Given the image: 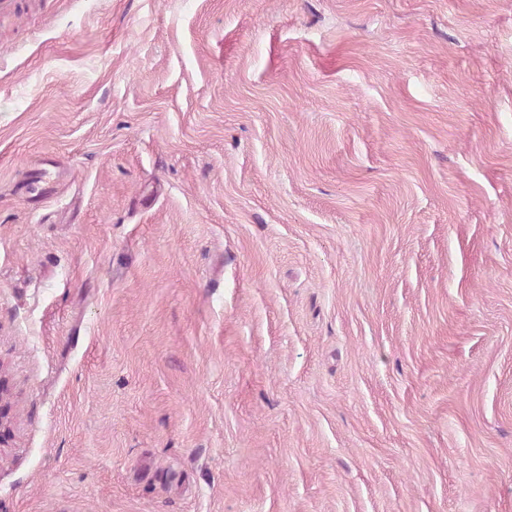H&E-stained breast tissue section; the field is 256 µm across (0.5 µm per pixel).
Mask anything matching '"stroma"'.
<instances>
[{
  "mask_svg": "<svg viewBox=\"0 0 512 512\" xmlns=\"http://www.w3.org/2000/svg\"><path fill=\"white\" fill-rule=\"evenodd\" d=\"M0 512H512V0H19Z\"/></svg>",
  "mask_w": 512,
  "mask_h": 512,
  "instance_id": "35a3bbf8",
  "label": "stroma"
}]
</instances>
